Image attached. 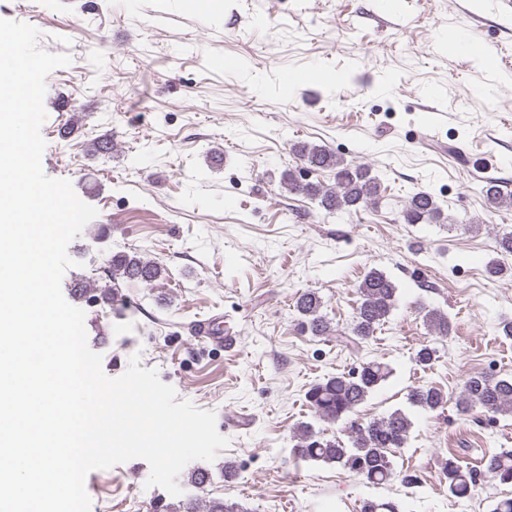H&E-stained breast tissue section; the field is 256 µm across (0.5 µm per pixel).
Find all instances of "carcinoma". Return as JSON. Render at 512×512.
<instances>
[{"instance_id": "obj_1", "label": "carcinoma", "mask_w": 512, "mask_h": 512, "mask_svg": "<svg viewBox=\"0 0 512 512\" xmlns=\"http://www.w3.org/2000/svg\"><path fill=\"white\" fill-rule=\"evenodd\" d=\"M292 150L311 167L329 169L335 184H300L293 175L283 181L290 193H302L317 199L329 213L347 212L360 205L377 204L382 200L381 184L371 175L369 167L349 162L323 147L296 144ZM484 193L488 202L498 208H512V194L503 192L494 180L486 182ZM405 224H442L444 217L435 199L427 192L415 193L400 210ZM163 265L146 261L136 255L115 254L108 261L109 282L119 280L151 282L160 278ZM359 305L348 330H334L322 312V298L315 291L299 296L296 311L299 326L314 336H336L339 345L358 351L387 322L395 307L397 287L384 272L372 269L357 285ZM423 322L436 334L448 335L451 326L448 315L439 309H422ZM388 365L377 360L365 361L349 372L329 374L315 381L305 392V400L314 415L328 423H342L349 431L350 445L336 438L325 439L309 423L298 429L291 455L298 461L334 463L362 477L374 487L389 483L395 477L390 458L391 449L402 448L408 440L411 422L407 415L396 410L388 415L357 423L350 419L354 410L367 396L390 376ZM408 400L426 412L437 411L447 403L445 393L434 386L413 388ZM457 410L469 414L476 409L485 413H512V378L475 374L468 376L463 392L456 403ZM482 471L502 484H512V450L502 451L483 459ZM448 481V494L464 498L475 486L471 471H465L450 457L442 466Z\"/></svg>"}]
</instances>
